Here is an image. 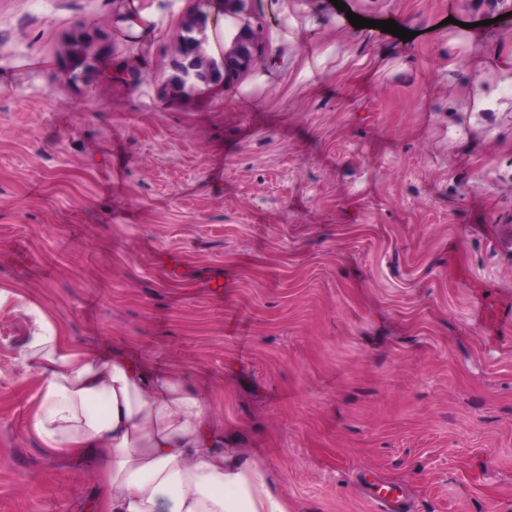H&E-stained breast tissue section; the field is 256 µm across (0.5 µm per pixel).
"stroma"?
<instances>
[{
  "label": "stroma",
  "mask_w": 512,
  "mask_h": 512,
  "mask_svg": "<svg viewBox=\"0 0 512 512\" xmlns=\"http://www.w3.org/2000/svg\"><path fill=\"white\" fill-rule=\"evenodd\" d=\"M344 2L246 0L250 68L178 93L198 0H0V512L103 493L29 426L25 302L207 383L291 512H512V0ZM372 494L368 498L380 512H409L403 501L402 488L397 484L370 482Z\"/></svg>",
  "instance_id": "obj_1"
}]
</instances>
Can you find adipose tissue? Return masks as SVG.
<instances>
[{
	"label": "adipose tissue",
	"mask_w": 512,
	"mask_h": 512,
	"mask_svg": "<svg viewBox=\"0 0 512 512\" xmlns=\"http://www.w3.org/2000/svg\"><path fill=\"white\" fill-rule=\"evenodd\" d=\"M21 365L43 379L30 419L48 448L98 473V512H290L266 466L225 431L209 397L178 370L65 342L36 306ZM102 411H93L94 403Z\"/></svg>",
	"instance_id": "adipose-tissue-1"
}]
</instances>
